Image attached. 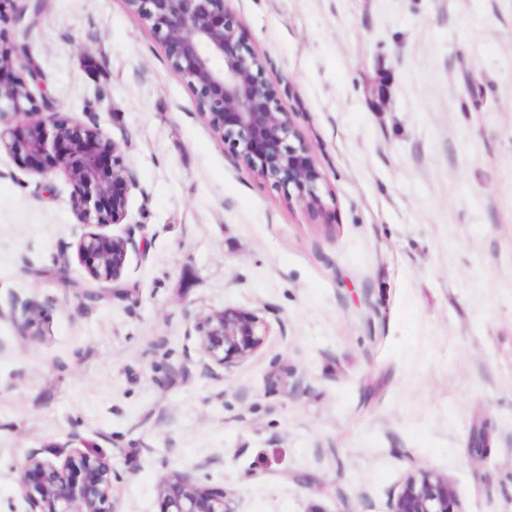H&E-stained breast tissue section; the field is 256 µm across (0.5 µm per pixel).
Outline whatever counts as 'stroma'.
I'll return each instance as SVG.
<instances>
[{"label": "stroma", "instance_id": "stroma-1", "mask_svg": "<svg viewBox=\"0 0 512 512\" xmlns=\"http://www.w3.org/2000/svg\"><path fill=\"white\" fill-rule=\"evenodd\" d=\"M20 4L0 34L133 175L102 234L147 248L128 295L84 298L66 177L0 153V512L65 442L111 463L114 512H160L173 472L233 512H388L424 470L462 512H512V0H231L314 147L316 211L225 151L124 0ZM225 308L268 326L228 367L195 330Z\"/></svg>", "mask_w": 512, "mask_h": 512}]
</instances>
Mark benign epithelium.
<instances>
[{"mask_svg": "<svg viewBox=\"0 0 512 512\" xmlns=\"http://www.w3.org/2000/svg\"><path fill=\"white\" fill-rule=\"evenodd\" d=\"M229 0H125L129 14L148 27L167 50L168 63L192 91L196 110L220 134L224 147L288 201L308 210L324 205L325 180L313 146L297 132L291 113L272 95L266 66L241 35ZM23 159L41 176L59 170L72 187L70 200L81 223L120 224L127 217L131 176L122 150L97 117L82 124L61 115L41 67L26 43L0 36V152ZM135 235L85 233L78 255L92 280L106 291H123L121 277ZM34 307L12 315L20 335L32 328ZM205 349L229 366L254 354L267 336L253 311L224 309L196 326ZM61 461L32 452L19 466L28 512H112V466L95 454L79 456L83 477ZM161 512H232L224 492L173 473L161 486ZM451 482L431 471L406 479L389 501V512H455Z\"/></svg>", "mask_w": 512, "mask_h": 512, "instance_id": "benign-epithelium-1", "label": "benign epithelium"}]
</instances>
